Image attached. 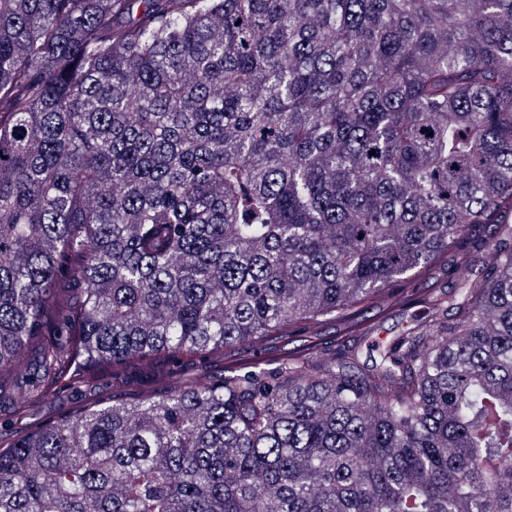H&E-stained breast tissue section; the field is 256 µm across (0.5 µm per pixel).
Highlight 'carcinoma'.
I'll return each mask as SVG.
<instances>
[{"label": "carcinoma", "mask_w": 512, "mask_h": 512, "mask_svg": "<svg viewBox=\"0 0 512 512\" xmlns=\"http://www.w3.org/2000/svg\"><path fill=\"white\" fill-rule=\"evenodd\" d=\"M512 209V0H0V512H512V225L379 348L303 339ZM297 336H293L291 340V343L288 345V339L284 338H276L277 336H271L268 339L266 351H263L262 357L266 360H268L269 365L265 366L262 365V367H273L275 366V362H272L271 360H281L288 357V348H291L297 344H299V339H301V336L307 335V330L305 331L301 326H298L295 328Z\"/></svg>", "instance_id": "cac0c4a2"}]
</instances>
